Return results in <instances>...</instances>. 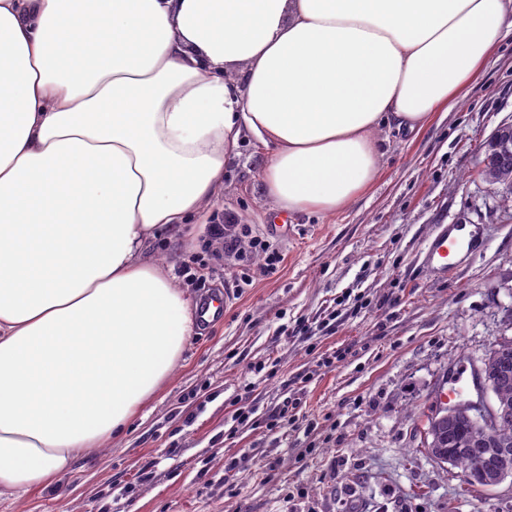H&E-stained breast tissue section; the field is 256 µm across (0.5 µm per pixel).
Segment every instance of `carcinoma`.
Instances as JSON below:
<instances>
[{
  "label": "carcinoma",
  "mask_w": 512,
  "mask_h": 512,
  "mask_svg": "<svg viewBox=\"0 0 512 512\" xmlns=\"http://www.w3.org/2000/svg\"><path fill=\"white\" fill-rule=\"evenodd\" d=\"M483 176L492 185H503L512 195V148L489 146ZM481 380H490L497 403L489 422L471 416L482 397L452 408L431 410L423 447L438 462L451 461L460 469L467 488H485V476L503 469L512 471V336L498 339L495 350L477 369Z\"/></svg>",
  "instance_id": "obj_1"
}]
</instances>
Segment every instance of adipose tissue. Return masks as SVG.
Listing matches in <instances>:
<instances>
[{
  "mask_svg": "<svg viewBox=\"0 0 512 512\" xmlns=\"http://www.w3.org/2000/svg\"><path fill=\"white\" fill-rule=\"evenodd\" d=\"M512 0H0V497L121 435L195 330L150 241L240 142L291 215L335 214L386 126L452 109Z\"/></svg>",
  "mask_w": 512,
  "mask_h": 512,
  "instance_id": "1",
  "label": "adipose tissue"
}]
</instances>
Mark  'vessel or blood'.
Instances as JSON below:
<instances>
[{
    "mask_svg": "<svg viewBox=\"0 0 512 512\" xmlns=\"http://www.w3.org/2000/svg\"><path fill=\"white\" fill-rule=\"evenodd\" d=\"M478 229H466L462 224L437 225L422 252V265L429 274L444 279L449 269L459 264L461 255H472L481 245ZM477 383L474 374L459 369L448 376L437 397L440 405L453 407L460 395H475Z\"/></svg>",
    "mask_w": 512,
    "mask_h": 512,
    "instance_id": "b4317fda",
    "label": "vessel or blood"
}]
</instances>
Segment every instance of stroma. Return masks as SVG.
<instances>
[{"label":"stroma","instance_id":"stroma-1","mask_svg":"<svg viewBox=\"0 0 512 512\" xmlns=\"http://www.w3.org/2000/svg\"><path fill=\"white\" fill-rule=\"evenodd\" d=\"M504 122L512 36L451 111L414 135L379 132L383 168L364 194L284 228L272 225L263 149L243 140L211 212L263 234L283 257L277 272L246 284L235 266L202 270L187 285L193 303L216 297L223 310L198 323L125 436L0 512H512V478L462 494L459 469L422 447L449 371L512 336V207L481 175ZM437 224L483 238L444 280L420 267ZM210 252L206 225L193 224L147 254L176 270ZM286 401L288 425L269 426Z\"/></svg>","mask_w":512,"mask_h":512}]
</instances>
